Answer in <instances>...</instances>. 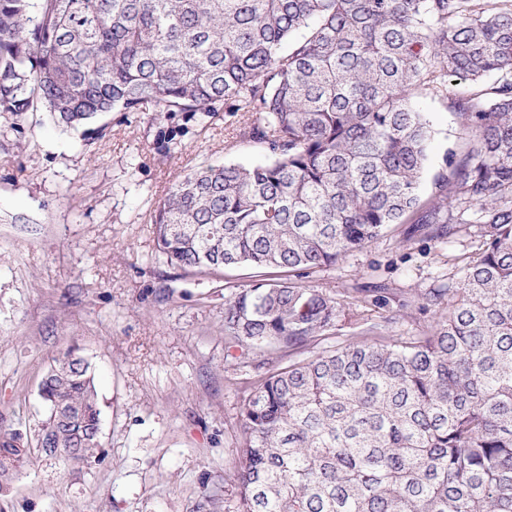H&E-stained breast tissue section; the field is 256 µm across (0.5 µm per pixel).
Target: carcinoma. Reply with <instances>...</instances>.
<instances>
[{"label":"carcinoma","mask_w":512,"mask_h":512,"mask_svg":"<svg viewBox=\"0 0 512 512\" xmlns=\"http://www.w3.org/2000/svg\"><path fill=\"white\" fill-rule=\"evenodd\" d=\"M0 0V112L68 127L109 112H255L264 163L200 168L153 218L157 251L194 275L249 267L224 297V335L302 346L338 303L271 271L336 264L388 226L487 228L458 303L421 336L349 342L278 369L242 412L237 512H512V0ZM496 72L453 102L474 145L433 175L411 92ZM32 438L0 427L13 470L47 443L101 446L91 366L55 360Z\"/></svg>","instance_id":"carcinoma-1"}]
</instances>
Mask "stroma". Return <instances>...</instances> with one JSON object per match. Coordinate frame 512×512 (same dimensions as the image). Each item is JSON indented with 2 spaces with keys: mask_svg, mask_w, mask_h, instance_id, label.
<instances>
[{
  "mask_svg": "<svg viewBox=\"0 0 512 512\" xmlns=\"http://www.w3.org/2000/svg\"><path fill=\"white\" fill-rule=\"evenodd\" d=\"M495 81L449 78L444 99L414 93L434 131L423 204L445 152L472 144L453 99ZM252 119L154 108L66 127L44 111L0 114V426L34 434L45 415L39 382L71 348L96 374L103 450L77 465L32 455L0 512H235L241 413L263 377L372 326L386 342L421 335L455 303L486 248L482 225L439 238L408 222L302 276L339 304L325 335L294 348L225 336V287H247L250 269L184 274L159 256L152 219L196 168L265 160L242 137Z\"/></svg>",
  "mask_w": 512,
  "mask_h": 512,
  "instance_id": "stroma-1",
  "label": "stroma"
}]
</instances>
